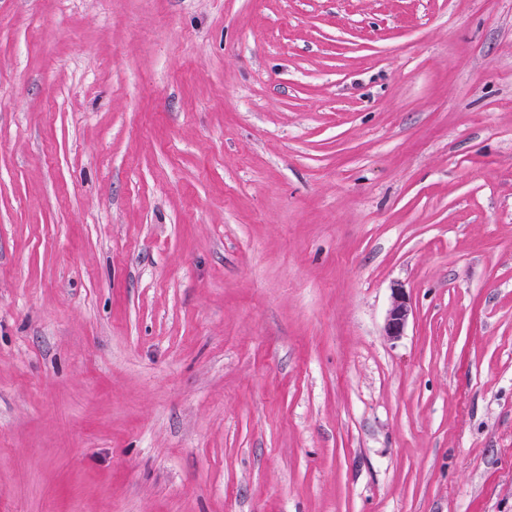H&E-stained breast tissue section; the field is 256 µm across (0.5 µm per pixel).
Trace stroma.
<instances>
[{
    "label": "stroma",
    "instance_id": "stroma-1",
    "mask_svg": "<svg viewBox=\"0 0 512 512\" xmlns=\"http://www.w3.org/2000/svg\"><path fill=\"white\" fill-rule=\"evenodd\" d=\"M0 512H512V0H0ZM411 312L409 299L400 288L395 289L385 321L386 335L393 338L402 336Z\"/></svg>",
    "mask_w": 512,
    "mask_h": 512
}]
</instances>
